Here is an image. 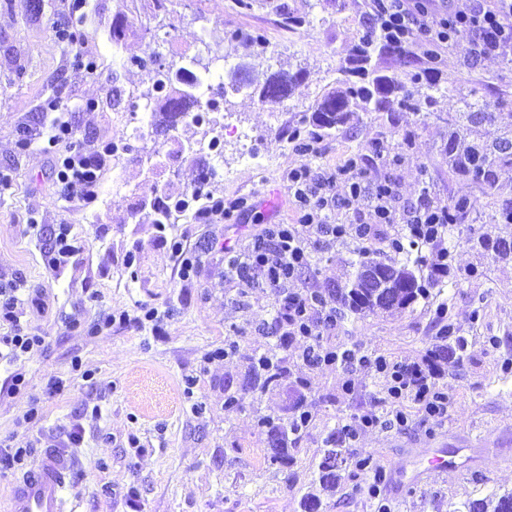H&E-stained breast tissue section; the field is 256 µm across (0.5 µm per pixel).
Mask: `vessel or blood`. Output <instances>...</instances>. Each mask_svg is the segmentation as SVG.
Instances as JSON below:
<instances>
[{
  "label": "vessel or blood",
  "instance_id": "obj_1",
  "mask_svg": "<svg viewBox=\"0 0 512 512\" xmlns=\"http://www.w3.org/2000/svg\"><path fill=\"white\" fill-rule=\"evenodd\" d=\"M455 456L444 448H427L411 470L390 474L396 494H404L422 482L426 472L457 468ZM72 459L67 449L47 448L12 482L0 498V512H69L66 498Z\"/></svg>",
  "mask_w": 512,
  "mask_h": 512
}]
</instances>
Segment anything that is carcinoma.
<instances>
[{
  "instance_id": "1",
  "label": "carcinoma",
  "mask_w": 512,
  "mask_h": 512,
  "mask_svg": "<svg viewBox=\"0 0 512 512\" xmlns=\"http://www.w3.org/2000/svg\"><path fill=\"white\" fill-rule=\"evenodd\" d=\"M149 28L145 24L132 27L123 13L118 14V21L112 24V42L118 43L130 36H142ZM394 52L387 46H380L375 41L366 42L358 47L349 65L342 68V88L322 95L310 107L311 115L303 116L302 122L315 127L316 130H331L349 122L356 110L365 112L389 111L394 106L417 109L422 102L429 101L442 88L430 77L417 74L410 78L411 88H406L399 79L376 74L368 68L372 54L377 52ZM158 70L166 74V88L162 97L151 104V125L160 131L176 124L178 119L191 115L198 105L194 85L184 84L174 78L180 72H187L189 77L195 73L185 66H159ZM300 80L299 73L256 72L247 76L245 86L260 87V96L265 99L279 100L283 95H292ZM499 114L491 112L478 103L465 99L460 111L448 115V145L444 150V159L448 163V173L469 179L485 190L495 186L498 171L512 168V126L498 125ZM140 207L149 211L156 224L160 217H169L170 209L158 196L146 195L141 199ZM471 204L468 200H458L448 206V226L462 223ZM492 248L491 258L512 259V234L498 237ZM374 265L383 269L384 279L390 287L378 291L369 288L357 277V270ZM422 259L406 260L403 263L387 261L378 256L359 254L354 272L349 276L345 288L335 290L334 299L345 309L356 315L376 312L392 313L410 307L418 297L427 295V288L422 285ZM282 359L274 354L264 353L257 357L250 367L251 388L264 392L276 386L281 372ZM297 402L291 407V414L277 420L262 416L258 419L261 432L266 435L267 458L273 464H288L291 457L288 448V435L298 433L309 423V414L301 411ZM343 443L339 430L332 429L326 439L323 456L316 471V481L320 489L329 491L336 487V480L341 477L343 467L348 460L341 456L338 448ZM466 512H512V491L500 496L495 504L488 505L482 501H473L464 505Z\"/></svg>"
}]
</instances>
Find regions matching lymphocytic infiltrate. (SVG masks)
I'll return each mask as SVG.
<instances>
[{
	"instance_id": "f902f5d3",
	"label": "lymphocytic infiltrate",
	"mask_w": 512,
	"mask_h": 512,
	"mask_svg": "<svg viewBox=\"0 0 512 512\" xmlns=\"http://www.w3.org/2000/svg\"><path fill=\"white\" fill-rule=\"evenodd\" d=\"M363 37L398 49L410 43L445 44L464 38L470 44L471 62L504 57L512 55V0H471L469 8L446 13L428 9L420 0H372L370 14L363 24ZM33 137L48 151L60 142H73L69 154L54 159L59 195L70 203H93L101 188L102 170L112 154V143L92 147L77 144L75 126L69 119L37 128ZM339 179L347 184L352 198L367 200L374 224L394 222L391 186L369 183L356 160H348L333 171L302 163L290 169L287 177L288 192L297 209L296 223L265 225L242 255L254 278L274 292L279 303L275 323L285 340L302 339L311 356L325 364L338 360L335 351L319 344L320 329L333 322V313L315 309L305 296L290 291L289 285L305 264L307 235L333 242L347 237L364 241L373 233V224L333 223L337 201L332 188ZM404 222L411 247L439 245L440 260H447L448 251L440 246L448 233L447 208L434 205L425 194L411 205ZM373 365L377 372L387 376L385 393L394 409L384 420L375 415L364 416V426L382 423L389 428L405 427L407 418L398 408L405 398L421 405L429 416H447L448 396L435 389L432 373L414 365H390L380 357Z\"/></svg>"
}]
</instances>
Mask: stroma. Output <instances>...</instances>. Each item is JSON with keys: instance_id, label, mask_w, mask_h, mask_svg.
Segmentation results:
<instances>
[{"instance_id": "obj_1", "label": "stroma", "mask_w": 512, "mask_h": 512, "mask_svg": "<svg viewBox=\"0 0 512 512\" xmlns=\"http://www.w3.org/2000/svg\"><path fill=\"white\" fill-rule=\"evenodd\" d=\"M64 0H0V289H21L25 332L43 336L19 369L26 386L4 394L14 369L0 365V444L27 446L34 452L65 448L74 464L68 493L78 512H302L313 473L330 429L356 428L355 439L341 446L345 456H370L379 469L406 467L423 448L455 449L490 439L494 447L478 468L429 473L402 497L373 491V475L347 468L333 492L322 495V512H456L463 504L493 501L512 491V259L494 261L477 237H497L494 221L502 200L512 198V170L502 171L495 188L449 175L441 148L448 141L445 117L470 94L488 110L512 123V60L490 57L474 66L470 45L460 38L434 53L417 45L404 54L375 53L377 74L401 78L427 72L441 95L419 111L400 107L387 112H357L339 128L316 136L308 155H299L288 131L304 110L335 90L362 35L368 0H182L176 20L158 16L145 36L116 45L112 22L124 12L136 23L128 0H91L74 43L60 41ZM304 17L287 30L285 15ZM240 31L261 37L255 45L232 40ZM224 42L230 63L270 71H302L303 79L285 103L263 101L258 91H226L221 102L224 166L206 189L224 200L240 199L250 208L223 224H196L173 216L171 235L189 242L208 241L196 276L184 280L155 224L132 211L144 192L179 197L211 166L203 153L181 147L210 137L209 126L186 120L168 135L126 137L125 121L138 95L149 86L147 72L113 71L120 56L158 53L174 63L163 44L189 46L200 67H213L214 53L200 35ZM93 59L88 74L76 53ZM125 91L120 109L112 107V87ZM73 107L81 140H128V150L112 156L102 173V189L90 206L59 201L51 156L21 149L27 130L50 124L42 111L52 97ZM255 136L258 164L243 163L239 132ZM412 133L405 141L404 133ZM357 158L368 178L390 183L395 210L429 193L437 206L466 198L473 206L464 223L450 228V271L410 308L390 314L349 317L322 330L324 348L352 350L391 363L432 371L437 388L448 395V417L425 416L404 402L405 428H364L366 414L385 416V380L367 365H308L302 341L281 345L274 334L275 296L227 273L225 253L244 252L265 224H291L296 212L286 189L289 169L302 162L336 169ZM121 179L126 194L113 190ZM68 225L81 249L61 271L46 262L58 225ZM399 224L377 225L373 239L351 238L310 243L305 268L291 289L329 296L344 284L359 249L392 257L389 240ZM152 308L157 320L141 319ZM127 315L124 325L91 332L107 315ZM449 337H442L443 326ZM447 343L448 357L432 353ZM276 346L287 373L279 386L246 394L240 407L225 409L224 396L241 391L254 357ZM227 356L214 357L218 348ZM311 414L293 445L288 465L268 461L258 416L281 415L295 396ZM39 417L24 423L30 408ZM80 425L83 439L71 444L68 433ZM136 445H129V437Z\"/></svg>"}]
</instances>
